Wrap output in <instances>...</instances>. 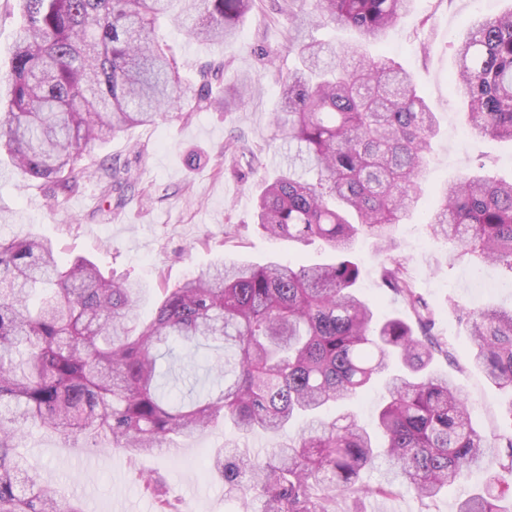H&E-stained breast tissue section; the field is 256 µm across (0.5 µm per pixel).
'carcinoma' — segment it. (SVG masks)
<instances>
[{"label": "carcinoma", "instance_id": "obj_1", "mask_svg": "<svg viewBox=\"0 0 512 512\" xmlns=\"http://www.w3.org/2000/svg\"><path fill=\"white\" fill-rule=\"evenodd\" d=\"M10 67L0 72V153L16 179L67 195L96 171L105 201L137 177L117 160L95 170L88 149L133 126L157 125L216 107L243 106V79L212 96L209 69L187 81L159 42L163 22L186 37L226 45L256 0H21ZM299 65L278 75L274 123L293 151L257 196L254 219L264 233L335 257L295 265L218 262L208 272L161 289L153 317L139 316L142 288L78 256L63 262L35 232L0 238V512H84L28 472L18 453L31 427L91 448L107 438L128 459L152 453L174 436L222 420L237 437L213 455L211 469L229 495L258 499L260 512H351L369 498L410 491L434 499L467 479L473 467L494 471L457 512H512V437L507 458L473 425L465 398L432 369L440 344L428 338L435 312L396 253V232L423 192L436 116L412 74L387 57H371L414 0H283ZM310 25L348 28L356 38L318 41ZM451 88L479 136L512 141V10L474 20L456 50ZM225 149L261 157L234 140ZM428 214L430 234L453 245L448 264L477 261L512 278V181L480 167L443 185ZM384 255L383 284L412 316L379 321L358 291L357 238ZM453 312L472 343L471 363L512 391V309L492 305ZM214 343L211 370L224 382L188 404L160 391L172 374L161 360L176 350ZM387 378L388 398L375 428L346 403ZM275 440L263 455L242 449L255 432ZM392 477L360 484L379 460ZM154 512H182L153 476H138Z\"/></svg>", "mask_w": 512, "mask_h": 512}]
</instances>
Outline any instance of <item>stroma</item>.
<instances>
[{"mask_svg":"<svg viewBox=\"0 0 512 512\" xmlns=\"http://www.w3.org/2000/svg\"><path fill=\"white\" fill-rule=\"evenodd\" d=\"M512 8V0H416L385 42L369 45L371 55L394 58L409 70L437 119L436 134L424 173V192L410 218L399 226L397 252L418 291L436 310L434 336L448 354H437L433 367L461 390L472 410L476 428L487 437L512 432L506 407L512 398L475 369L472 344L451 310L493 304L512 307V279L497 267L463 262L449 265L446 243L428 233L424 215L436 206L437 187L467 170L485 165L488 172L512 179V142L467 134L460 97L448 87L455 68V47L470 20ZM287 14L273 12L269 0L240 26L231 46L186 39L175 26L160 30L185 71L223 67V83L237 76L256 80L245 106L193 113L189 120L156 126H137L95 145L89 161L111 157L127 162L139 181L121 203L101 198L98 178L54 204L46 187L21 186L8 164L0 165V237L35 231L54 242L62 259L84 256L105 271L126 273L145 287L140 302L142 319L152 317L164 285L206 270L216 259L261 263L275 256L311 264L325 260L319 245L292 246L270 238L251 221V202L262 178H270L288 160V145L272 126L270 114L278 97V72L295 66ZM244 141L262 153L261 173L249 174L241 157L225 150L229 140ZM238 232L224 235L226 225ZM363 294L377 304L380 317L402 308L380 280V256L371 240L357 244ZM224 443L217 426L174 442L175 452L158 450L129 461L120 449L71 447L58 435L31 430L22 453L29 467L54 484L60 496L82 504L85 512H154L137 481L138 473L160 478L179 498L185 512H246V505L224 492L222 481L208 472L214 449ZM484 474L433 500L413 494L369 501L366 512H456L460 498L480 491Z\"/></svg>","mask_w":512,"mask_h":512,"instance_id":"35a3bbf8","label":"stroma"}]
</instances>
